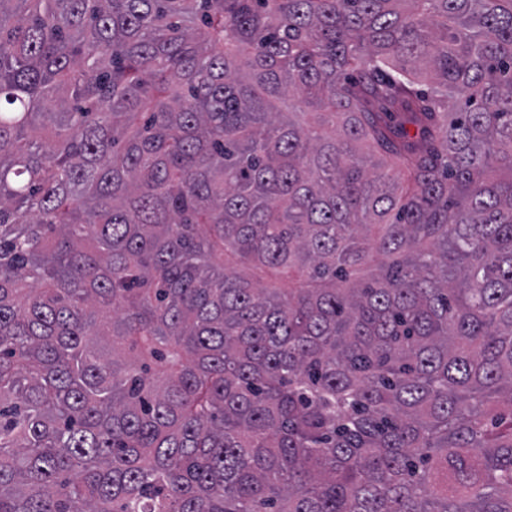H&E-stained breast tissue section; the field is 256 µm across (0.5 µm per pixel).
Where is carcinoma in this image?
Segmentation results:
<instances>
[{
  "label": "carcinoma",
  "instance_id": "obj_1",
  "mask_svg": "<svg viewBox=\"0 0 512 512\" xmlns=\"http://www.w3.org/2000/svg\"><path fill=\"white\" fill-rule=\"evenodd\" d=\"M0 512H512V0H0Z\"/></svg>",
  "mask_w": 512,
  "mask_h": 512
}]
</instances>
